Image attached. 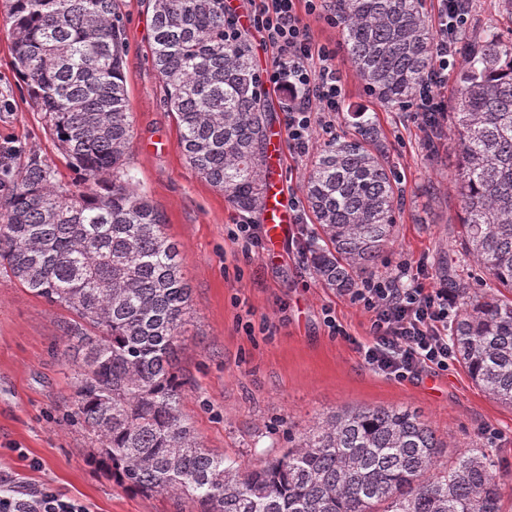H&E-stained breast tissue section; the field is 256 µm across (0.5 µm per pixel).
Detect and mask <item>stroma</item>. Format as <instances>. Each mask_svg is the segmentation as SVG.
<instances>
[{
  "label": "stroma",
  "instance_id": "1",
  "mask_svg": "<svg viewBox=\"0 0 512 512\" xmlns=\"http://www.w3.org/2000/svg\"><path fill=\"white\" fill-rule=\"evenodd\" d=\"M119 6L134 125L128 165L164 215L193 290L176 370L185 383L183 413L203 448L252 468L285 446L288 431L305 429L332 411L406 406L448 438L443 457L483 448L512 495V406L481 392L455 360L446 371L403 381L364 365L356 344L368 338L367 314L348 295L325 287L302 259L313 224L293 225L277 246L259 251L230 236L237 224H261L262 215L234 209L187 163L152 65L149 2L119 0ZM492 28L512 38V20L500 0H477L469 38L480 41ZM337 62L346 89L337 136L353 133L352 113L374 114L404 189L393 242L376 272L422 260L433 283L442 285L440 263L460 250L453 134L445 132L428 149L402 106L371 96L346 55ZM7 142L16 148L14 167L35 153L55 168L59 183H79L12 66L11 35L0 18V145ZM328 309L343 335L325 326ZM67 317L0 275V475L13 479L23 494L52 486L88 512H194L189 500L127 491L86 465L93 442L69 418L73 375L62 351Z\"/></svg>",
  "mask_w": 512,
  "mask_h": 512
}]
</instances>
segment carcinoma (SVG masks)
Returning <instances> with one entry per match:
<instances>
[{"label": "carcinoma", "mask_w": 512, "mask_h": 512, "mask_svg": "<svg viewBox=\"0 0 512 512\" xmlns=\"http://www.w3.org/2000/svg\"><path fill=\"white\" fill-rule=\"evenodd\" d=\"M117 0H0L13 67L49 134L80 171L71 189L33 155L0 194V271L72 315L64 354L77 359L73 406L87 461L127 490L192 499L198 512H506L485 451L448 465V442L403 406L335 411L263 466L202 448L182 413L174 371L190 313L178 244L130 175L134 127ZM349 62L383 103H409L431 63L423 0H336ZM151 55L179 146L233 208L263 207L268 104L247 40L224 42V0H153ZM311 161L305 207L317 226L312 274L345 293L381 261L403 192L374 117ZM462 258L493 287L470 292L451 328L456 358L491 398L512 405V39L489 30L464 48L455 112Z\"/></svg>", "instance_id": "1"}]
</instances>
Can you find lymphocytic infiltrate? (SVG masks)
<instances>
[{"instance_id":"obj_1","label":"lymphocytic infiltrate","mask_w":512,"mask_h":512,"mask_svg":"<svg viewBox=\"0 0 512 512\" xmlns=\"http://www.w3.org/2000/svg\"><path fill=\"white\" fill-rule=\"evenodd\" d=\"M474 0H438L432 26L431 67L418 84L412 118L425 131L442 128L446 118L442 91L463 50ZM335 23L330 0H259L248 20L224 17V39L238 41L246 28L258 32L273 60L259 73L261 86L284 98L288 146L309 154L315 132L333 135L343 106V76L336 52L315 42L308 17ZM369 316L370 341L358 344L365 365L402 381L428 370H447L453 357L448 328L458 312L457 296L428 282L423 271H397L362 278L349 293ZM0 512H87L78 500L45 486L30 498L0 489Z\"/></svg>"}]
</instances>
